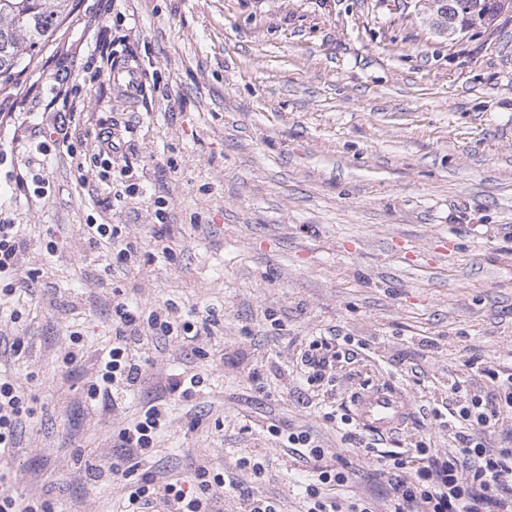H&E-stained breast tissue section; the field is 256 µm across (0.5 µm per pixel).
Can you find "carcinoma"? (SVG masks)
<instances>
[{"label": "carcinoma", "instance_id": "carcinoma-1", "mask_svg": "<svg viewBox=\"0 0 512 512\" xmlns=\"http://www.w3.org/2000/svg\"><path fill=\"white\" fill-rule=\"evenodd\" d=\"M77 0H0V90L14 84L38 56ZM431 26L452 40L477 28H489L512 0H432Z\"/></svg>", "mask_w": 512, "mask_h": 512}]
</instances>
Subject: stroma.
<instances>
[{"label": "stroma", "mask_w": 512, "mask_h": 512, "mask_svg": "<svg viewBox=\"0 0 512 512\" xmlns=\"http://www.w3.org/2000/svg\"><path fill=\"white\" fill-rule=\"evenodd\" d=\"M425 10L423 0H78L22 76L37 85L25 109L0 123V215L23 225V267L39 272L0 307V373L23 382L36 409L0 459V487L52 499L57 512H117L121 485L103 465L120 453L119 428L157 399L170 414L147 466L180 477L207 458L235 483L221 512H240L247 493L302 512L271 424L309 430L349 462L339 498L381 496L375 461L324 417L374 384L411 402L388 449L452 448L438 419L449 381L474 394L484 366L512 373V13L451 43ZM103 39L116 61L135 62L137 97L117 93L110 73H84ZM60 91L81 113L64 125L76 151L103 128L123 138L116 185L55 143ZM89 224L121 227L139 263L104 271ZM117 291L146 312L212 311L217 325L139 346L141 384L94 407L86 383L112 341ZM73 330L83 357L65 371ZM331 334L362 348L336 364L332 389L307 390L299 349ZM195 373L200 386L169 394V378ZM243 457L267 463L264 477Z\"/></svg>", "instance_id": "stroma-1"}]
</instances>
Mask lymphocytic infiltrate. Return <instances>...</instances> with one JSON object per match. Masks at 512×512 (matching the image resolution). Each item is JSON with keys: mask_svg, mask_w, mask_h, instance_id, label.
<instances>
[{"mask_svg": "<svg viewBox=\"0 0 512 512\" xmlns=\"http://www.w3.org/2000/svg\"><path fill=\"white\" fill-rule=\"evenodd\" d=\"M88 233L91 242L112 244L103 255L104 268L116 261L136 263V245L123 238L117 226L92 224ZM25 245L20 225L0 217V296L13 297L18 289ZM190 328V322L178 321L171 308H156L144 315L123 299L113 300L112 343L87 385V400L104 403L117 393L134 391L143 374L135 355L138 346L146 339L165 340ZM348 356L335 337L324 336L304 349L300 369L308 385L321 386L330 380L335 363ZM482 374L489 379V388L449 413L455 448L448 453L421 443L402 452L382 450V438L367 437L352 416L341 414L343 440L356 452L375 458L387 479L389 489L379 501L359 497L341 506L334 491L351 483L352 470L334 464L333 454L310 432L289 433L288 447L310 475L304 487V512H512V448L491 443L512 415V375L503 378L488 367ZM168 413L166 402L153 403L117 433L128 454L109 469L122 484L123 512H218L224 476L214 472L207 460L192 462L187 474L177 478L161 480L155 473L142 471L139 455L152 448ZM33 415L23 386L0 376V457L15 448L19 427Z\"/></svg>", "mask_w": 512, "mask_h": 512, "instance_id": "lymphocytic-infiltrate-1", "label": "lymphocytic infiltrate"}]
</instances>
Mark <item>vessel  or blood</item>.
Here are the masks:
<instances>
[{
    "instance_id": "b4317fda",
    "label": "vessel or blood",
    "mask_w": 512,
    "mask_h": 512,
    "mask_svg": "<svg viewBox=\"0 0 512 512\" xmlns=\"http://www.w3.org/2000/svg\"><path fill=\"white\" fill-rule=\"evenodd\" d=\"M354 406L358 422L374 434L394 432L410 415L406 396L392 386L365 388L356 396Z\"/></svg>"
}]
</instances>
